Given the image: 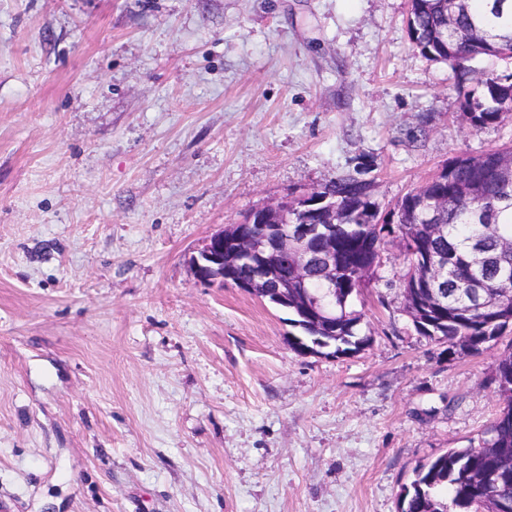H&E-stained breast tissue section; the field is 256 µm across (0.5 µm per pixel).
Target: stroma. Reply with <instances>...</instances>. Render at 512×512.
I'll return each mask as SVG.
<instances>
[{
	"instance_id": "35a3bbf8",
	"label": "stroma",
	"mask_w": 512,
	"mask_h": 512,
	"mask_svg": "<svg viewBox=\"0 0 512 512\" xmlns=\"http://www.w3.org/2000/svg\"><path fill=\"white\" fill-rule=\"evenodd\" d=\"M410 0H0V507L397 512L478 445L497 344L449 353L388 249L369 344L288 345L281 311L198 282L249 209L347 173L388 210L482 130L411 43Z\"/></svg>"
}]
</instances>
